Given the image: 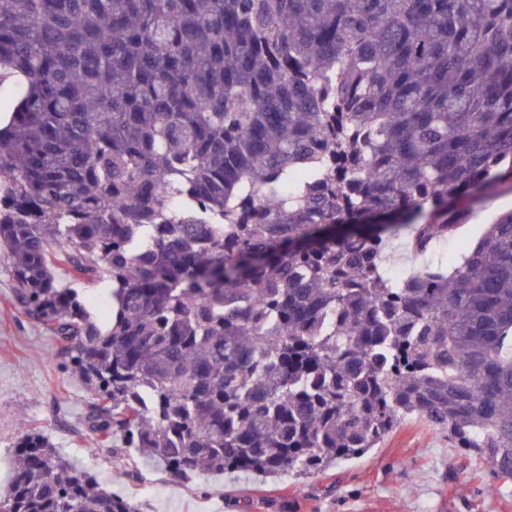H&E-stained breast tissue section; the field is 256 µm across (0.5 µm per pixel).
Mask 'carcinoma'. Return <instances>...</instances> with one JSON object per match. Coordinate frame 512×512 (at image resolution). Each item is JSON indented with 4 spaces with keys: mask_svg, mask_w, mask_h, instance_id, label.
<instances>
[{
    "mask_svg": "<svg viewBox=\"0 0 512 512\" xmlns=\"http://www.w3.org/2000/svg\"><path fill=\"white\" fill-rule=\"evenodd\" d=\"M0 245L90 452L313 475L405 418L512 481V0H0ZM63 264L112 281L103 327ZM0 512H138L22 423ZM456 207H465L471 210V216L463 224L459 233L447 241L439 243L435 252L448 259L451 256H457L460 252L461 245L475 241L483 228L484 224H490L502 213L512 209V191L503 194L494 195L483 201L461 200ZM406 235L403 234L400 238L396 239L388 251L384 260L385 270H398L401 271L402 267L406 268L407 271L413 266H419L423 260L415 258L406 249L405 246Z\"/></svg>",
    "mask_w": 512,
    "mask_h": 512,
    "instance_id": "1",
    "label": "carcinoma"
}]
</instances>
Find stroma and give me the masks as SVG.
Returning a JSON list of instances; mask_svg holds the SVG:
<instances>
[{
  "label": "stroma",
  "mask_w": 512,
  "mask_h": 512,
  "mask_svg": "<svg viewBox=\"0 0 512 512\" xmlns=\"http://www.w3.org/2000/svg\"><path fill=\"white\" fill-rule=\"evenodd\" d=\"M461 205L471 211L467 224L435 248L446 258L512 210V191ZM55 349L51 335L16 308L7 252L0 247V494L12 480L10 451L24 416L104 489L133 499L139 512H512V482L493 478L482 460L451 447L443 432L417 418L364 457L314 477L224 473L179 482L131 450L91 454L90 395L57 365ZM129 469L135 477H126ZM463 482L468 489L461 493Z\"/></svg>",
  "instance_id": "35a3bbf8"
}]
</instances>
